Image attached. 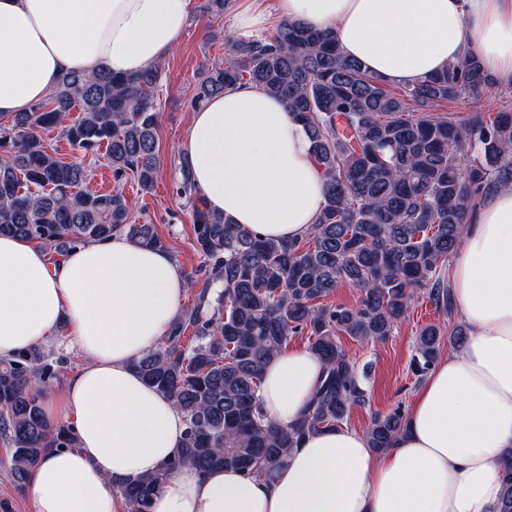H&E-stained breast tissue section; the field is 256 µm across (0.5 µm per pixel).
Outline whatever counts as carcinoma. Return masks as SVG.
<instances>
[{"instance_id": "1", "label": "carcinoma", "mask_w": 512, "mask_h": 512, "mask_svg": "<svg viewBox=\"0 0 512 512\" xmlns=\"http://www.w3.org/2000/svg\"><path fill=\"white\" fill-rule=\"evenodd\" d=\"M227 44L224 64L202 72L191 105L236 85L282 97L308 130L325 181L324 206L304 239H264L202 208L181 164L176 192L192 207L206 286L134 367L184 415L183 443L168 468L230 467L262 477L284 466L307 434L336 429L352 407L368 404V372L350 359L343 337L386 342L419 292L437 312L454 315L442 269L460 245L468 210L512 184V102L448 118V104L464 95L478 103L492 85L472 51L393 91L343 57L331 32L299 22L281 21L268 36ZM157 77L155 65L130 75L67 71L48 99L0 122V235L60 256L117 232L166 247L155 225L130 222L122 193L84 191L83 159L60 160L38 133L61 127L80 155L105 148L115 179L131 177L148 193L159 166ZM344 284L359 289L357 306L325 302ZM294 336L308 338L323 372L302 417L282 428L263 413L260 389L266 366ZM442 348L439 326L419 330L410 360L417 381ZM66 363L41 348L0 362V440L11 448L7 475L19 487L45 449L75 445L70 427L44 410L46 391ZM406 423L400 404L374 414L364 431L368 447L387 450ZM504 456L499 512H512V449ZM160 485L158 477H141L115 491L128 512H150Z\"/></svg>"}]
</instances>
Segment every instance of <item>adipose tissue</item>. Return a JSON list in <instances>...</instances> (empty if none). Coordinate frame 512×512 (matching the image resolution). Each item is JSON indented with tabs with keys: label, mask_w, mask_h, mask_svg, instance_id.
<instances>
[{
	"label": "adipose tissue",
	"mask_w": 512,
	"mask_h": 512,
	"mask_svg": "<svg viewBox=\"0 0 512 512\" xmlns=\"http://www.w3.org/2000/svg\"><path fill=\"white\" fill-rule=\"evenodd\" d=\"M193 0H0V117L46 100L66 71L134 73L169 57ZM281 21L329 30L343 54L407 87L476 52L512 86V0H277ZM211 212L265 238L306 237L325 185L305 125L248 85L193 112L181 150ZM470 333L418 390L406 430L383 453L363 432L307 435L274 475L168 464L183 414L133 363L156 348L188 291L168 250L126 233L50 257L0 236V360L67 328L84 358L45 406L73 448H50L27 477L33 512H127L116 483L162 475L151 512H498L499 458L512 448V185L483 197L448 266ZM322 364L288 349L266 368L261 400L293 424Z\"/></svg>",
	"instance_id": "1"
}]
</instances>
